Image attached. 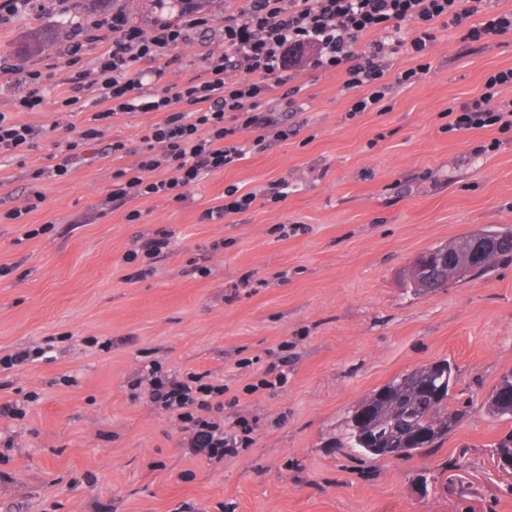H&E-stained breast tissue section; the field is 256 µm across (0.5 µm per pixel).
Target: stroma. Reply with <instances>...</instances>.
<instances>
[{
    "instance_id": "1",
    "label": "stroma",
    "mask_w": 512,
    "mask_h": 512,
    "mask_svg": "<svg viewBox=\"0 0 512 512\" xmlns=\"http://www.w3.org/2000/svg\"><path fill=\"white\" fill-rule=\"evenodd\" d=\"M96 17L66 0L0 25V113L37 132L0 155V212L44 197L23 223L0 221V358L55 346L51 360L0 368V405L26 409L0 417V512H512V473L492 456L512 422L481 408L512 370V263L431 293L403 281L431 247L512 229V130L446 129L449 109L512 68V32L482 44L438 29L420 82L354 117L343 74L298 67L304 108L283 115L288 139L205 176L184 200L120 205L112 175L135 167L162 113L111 117L85 158L53 176L67 126L84 128L98 99L64 107L63 43L15 54L36 27ZM205 44L221 47L219 30L175 49L164 83L199 74ZM32 70L49 81L24 111ZM115 141L125 151L111 153ZM40 169L47 177L33 179ZM278 179L287 197H261ZM232 186L255 193L250 208L204 219ZM283 224L300 230L282 236ZM160 234L170 252L129 281L125 255ZM442 359L456 370L450 406L469 409L447 440L404 461L329 447L362 396ZM152 360L225 386L224 421L256 420L252 445L219 463L193 455L170 415L130 397ZM272 371L285 382L267 386Z\"/></svg>"
}]
</instances>
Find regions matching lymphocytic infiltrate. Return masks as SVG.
<instances>
[{
    "label": "lymphocytic infiltrate",
    "mask_w": 512,
    "mask_h": 512,
    "mask_svg": "<svg viewBox=\"0 0 512 512\" xmlns=\"http://www.w3.org/2000/svg\"><path fill=\"white\" fill-rule=\"evenodd\" d=\"M476 12L473 0H244L238 7L225 6L224 48L201 53L202 74L167 86L160 83L164 70L159 60L190 34L211 28L210 15L185 10L177 21L158 19L147 30L133 25L125 11L102 15L72 29L63 82L69 90L65 106L78 105L82 92L93 87L103 108L68 137L53 173L62 177L69 172L101 137L102 121L124 112H160L163 120L142 137L145 149L135 168L114 173L112 197L183 200L203 175L267 149L266 129H274L276 138H288V128L261 106L278 90L286 109H293L299 89L292 84V59L306 57L308 67L320 71L343 68L345 90L358 94L351 111L361 113L385 98L388 78L408 87L421 79L429 69L423 57L437 28L463 29L464 39L473 42L512 31V14L478 22ZM90 50L96 53L93 69L80 68ZM401 50L417 64L390 74L387 59ZM147 61L154 62V69H144ZM507 84L512 85V69L490 74L483 94L452 112L449 130L496 124L512 129V117L495 99ZM230 118L235 121L231 127L226 124ZM248 129L257 130V137L233 143L236 131ZM224 393V386L207 381L205 374H173L155 362L144 364L132 385L133 399H147L171 414L188 434L191 452L212 463L253 441V421L242 417L228 429L220 420Z\"/></svg>",
    "instance_id": "lymphocytic-infiltrate-1"
}]
</instances>
